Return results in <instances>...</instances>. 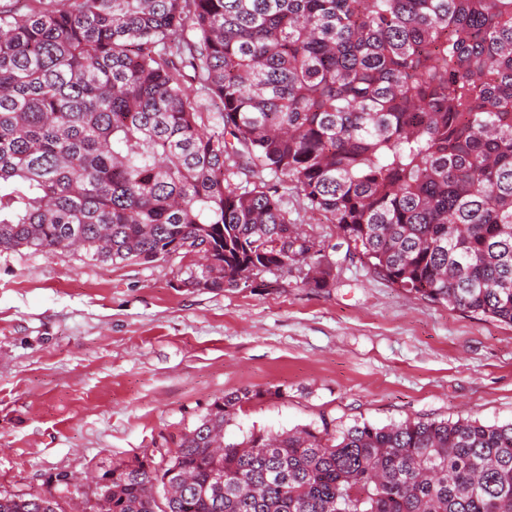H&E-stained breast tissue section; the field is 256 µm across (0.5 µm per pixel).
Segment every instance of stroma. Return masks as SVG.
Wrapping results in <instances>:
<instances>
[{"instance_id":"35a3bbf8","label":"stroma","mask_w":512,"mask_h":512,"mask_svg":"<svg viewBox=\"0 0 512 512\" xmlns=\"http://www.w3.org/2000/svg\"><path fill=\"white\" fill-rule=\"evenodd\" d=\"M268 181L311 239L336 246L328 287L293 269L272 288H185L178 256L0 253V493L55 494L57 475L174 449L243 389L259 397L225 426L228 443L325 416L512 421V326L396 288L291 182Z\"/></svg>"}]
</instances>
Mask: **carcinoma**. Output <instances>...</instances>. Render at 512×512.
Here are the masks:
<instances>
[{"label": "carcinoma", "mask_w": 512, "mask_h": 512, "mask_svg": "<svg viewBox=\"0 0 512 512\" xmlns=\"http://www.w3.org/2000/svg\"><path fill=\"white\" fill-rule=\"evenodd\" d=\"M32 2L0 4L1 253L194 252L186 288L294 267L327 287L336 260L267 171L383 279L512 326V0ZM261 396L225 395L166 461L113 465L91 512H512V421L323 417L214 455Z\"/></svg>", "instance_id": "cac0c4a2"}]
</instances>
